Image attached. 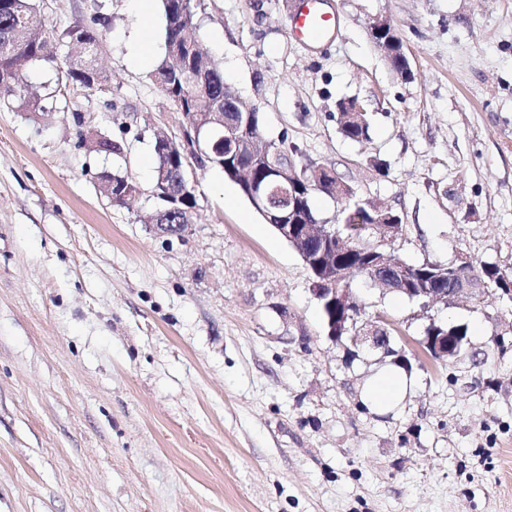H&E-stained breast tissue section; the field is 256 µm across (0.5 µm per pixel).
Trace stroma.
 Listing matches in <instances>:
<instances>
[{"mask_svg":"<svg viewBox=\"0 0 512 512\" xmlns=\"http://www.w3.org/2000/svg\"><path fill=\"white\" fill-rule=\"evenodd\" d=\"M33 2L48 30L104 16L111 79L30 63L40 110L0 103V512H512V297L424 312L354 278L414 382L370 408L393 356L328 337L308 268L221 168L190 162L185 233L151 224L155 139L186 124L130 57L144 29L163 59L161 0ZM329 6L319 46L291 34L293 0H201L194 35L297 166L397 209L396 256L512 271V0ZM381 18L409 76L370 39ZM344 98L372 115L364 142L340 131ZM99 134L122 155L92 152ZM104 173L136 183L132 207ZM434 321L466 327L459 358L424 354ZM106 186L112 187V192L108 193V197L110 198L111 201L115 202V199L112 198V195L115 197L116 196L118 197V202L115 203V205L128 207L135 200V198H133V196H127L126 203L125 202L123 203L121 200V198L124 197L126 195V193L128 192V188L130 189V188L135 187V183H133V181L129 180L128 177H126V176H122L119 174H112V176L104 175V176H102V181L100 182V187L102 189ZM412 385V378L401 367L390 366L373 377L365 389V397L383 413L398 404Z\"/></svg>","mask_w":512,"mask_h":512,"instance_id":"1","label":"stroma"}]
</instances>
